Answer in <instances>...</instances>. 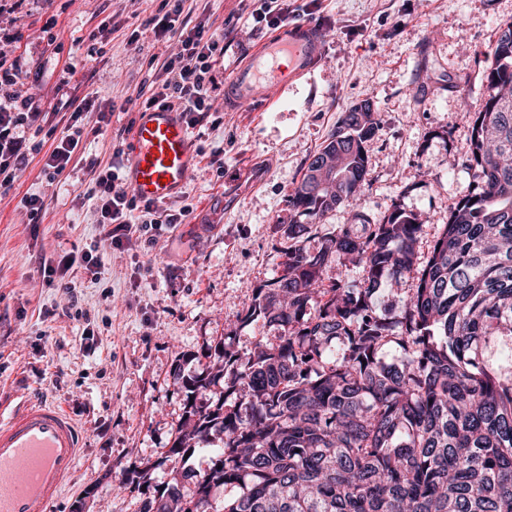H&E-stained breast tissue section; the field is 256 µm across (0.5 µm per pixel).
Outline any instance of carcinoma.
I'll use <instances>...</instances> for the list:
<instances>
[{
	"mask_svg": "<svg viewBox=\"0 0 512 512\" xmlns=\"http://www.w3.org/2000/svg\"><path fill=\"white\" fill-rule=\"evenodd\" d=\"M488 56L469 140L476 192L426 258L423 222L398 206L379 224L358 212L315 246L298 220L360 191L376 112L347 113L312 156L289 196L282 273L240 317L263 335L243 352L224 337L196 375L174 370L186 389L168 450L178 468L139 512H512L511 22ZM339 260L359 282H325ZM382 286L400 306L373 305ZM203 392L216 399L196 403ZM200 451L209 463L196 471Z\"/></svg>",
	"mask_w": 512,
	"mask_h": 512,
	"instance_id": "obj_1",
	"label": "carcinoma"
}]
</instances>
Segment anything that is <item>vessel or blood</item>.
Segmentation results:
<instances>
[{
    "instance_id": "vessel-or-blood-1",
    "label": "vessel or blood",
    "mask_w": 512,
    "mask_h": 512,
    "mask_svg": "<svg viewBox=\"0 0 512 512\" xmlns=\"http://www.w3.org/2000/svg\"><path fill=\"white\" fill-rule=\"evenodd\" d=\"M320 31L301 21L267 37L224 78V102L260 103L273 110L275 92L313 75ZM198 162L179 112L156 106L140 112L125 181L145 201L166 202L185 188ZM84 435L71 413L54 403L25 400L0 415V512H49L76 469Z\"/></svg>"
}]
</instances>
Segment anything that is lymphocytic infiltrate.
Instances as JSON below:
<instances>
[{"label": "lymphocytic infiltrate", "mask_w": 512, "mask_h": 512, "mask_svg": "<svg viewBox=\"0 0 512 512\" xmlns=\"http://www.w3.org/2000/svg\"><path fill=\"white\" fill-rule=\"evenodd\" d=\"M239 4L241 15L256 30L286 26L293 17L288 0H239ZM145 24L156 41L174 43L175 48L150 57L148 67L154 79L136 91L142 107H171L182 112L187 127L203 125L215 109L218 86L214 71L224 54L226 36L235 30L231 19L211 11L198 13L192 0H161ZM21 40V33L0 31V201L9 198L33 155L40 153L44 156L40 174L48 183L77 172L86 175L100 240L108 248H122L163 225L182 223L184 212L141 201L130 191L124 178L122 137L113 138L108 158L90 149V138L101 134L111 112L97 98L71 95L74 66L63 69L57 85L58 91L67 95L65 124H58L54 113L41 111L33 95L18 91L27 73L25 55L19 50ZM45 137L52 141L47 152L41 144ZM76 266L86 271L91 283L103 282L105 263L96 250L70 252L42 266L45 286L63 289L66 294L61 313L70 318L84 315L67 280Z\"/></svg>", "instance_id": "1"}]
</instances>
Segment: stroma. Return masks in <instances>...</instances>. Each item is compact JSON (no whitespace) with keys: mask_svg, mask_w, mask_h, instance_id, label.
<instances>
[{"mask_svg":"<svg viewBox=\"0 0 512 512\" xmlns=\"http://www.w3.org/2000/svg\"><path fill=\"white\" fill-rule=\"evenodd\" d=\"M321 28L324 52L311 82L291 88L271 112L250 105L223 109L220 120L193 129L199 161L184 191L169 200L187 208L183 223L164 227L154 243L132 244L105 256L109 285L76 273L79 302L89 314L62 316V292L42 285V263L99 246L86 185L72 177L58 186L40 175L34 157L0 203V403L30 393L72 410L84 432L75 474L51 512H138L134 471L152 465V481H168L164 457L184 413L186 394L172 372L199 373L202 351L236 328V349L251 348L257 326L238 327L252 291L280 275L291 212L288 197L311 155L329 141L344 112L369 99L380 130L369 147L368 175L355 205L328 212L316 236L363 210L382 221L393 206L421 215L420 250L428 252L448 214L477 181L469 165L474 112L485 89L489 45L512 21V0H297ZM63 47L41 39L47 16L41 0L28 15L0 16L20 29L28 70L40 75L42 111H58L55 92L65 63L75 62L79 94L115 101L98 138L109 151L118 129L137 119L129 86L150 81L148 60L164 53L144 22L153 0H55ZM138 43L108 35L103 52L87 57L75 38L107 15ZM221 152L223 174L210 167ZM43 192L50 209L28 223L16 201ZM94 353L82 351L84 328Z\"/></svg>","mask_w":512,"mask_h":512,"instance_id":"1","label":"stroma"}]
</instances>
